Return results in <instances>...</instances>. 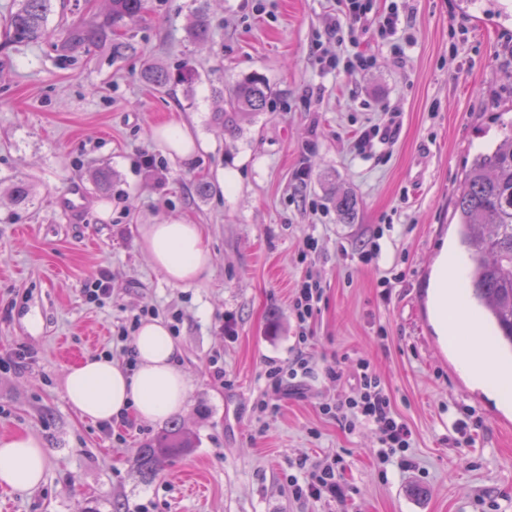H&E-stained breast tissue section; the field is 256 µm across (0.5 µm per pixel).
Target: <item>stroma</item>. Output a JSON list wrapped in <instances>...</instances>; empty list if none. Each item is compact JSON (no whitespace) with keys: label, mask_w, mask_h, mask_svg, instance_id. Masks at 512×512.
I'll list each match as a JSON object with an SVG mask.
<instances>
[{"label":"stroma","mask_w":512,"mask_h":512,"mask_svg":"<svg viewBox=\"0 0 512 512\" xmlns=\"http://www.w3.org/2000/svg\"><path fill=\"white\" fill-rule=\"evenodd\" d=\"M394 4L402 24L381 36L376 22ZM371 5L364 28L333 43L338 0H208L211 37L198 44L186 34L194 0H153L136 53L115 61L54 48L65 23L105 0H54L49 39L31 45L10 42L13 0H0V435L32 434L47 450L42 485L8 492L0 512H512V401L460 370L432 298L441 253L465 255L454 216L465 167L512 120V0ZM356 53L370 66L322 64ZM149 61L189 62L192 100L145 84ZM251 76L270 87L269 105L226 135L211 121L214 92ZM386 110L400 115L397 138L360 153L355 132ZM172 120L193 133L192 159L154 139ZM105 165L114 178L102 191L93 174ZM19 179L32 189L22 203L10 195ZM201 179L212 193H197ZM75 184L87 198L73 217L58 201ZM345 191L358 202L347 224L336 212ZM171 218L202 225L211 251L209 272L189 285L169 284L140 246L143 225ZM374 239L378 256L361 262ZM103 270L109 291L88 301ZM310 275L324 288L312 372L275 394L267 372L296 353L290 301ZM148 315L179 344L189 390L175 419L196 439L150 476L137 450L168 422L95 424L64 393L68 366L121 359V334ZM18 349L25 357L10 366ZM362 361L413 432L405 459L385 466L372 426L350 431L320 411L355 390ZM335 457L342 499H296L289 475Z\"/></svg>","instance_id":"35a3bbf8"}]
</instances>
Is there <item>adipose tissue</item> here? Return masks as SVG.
<instances>
[{
	"mask_svg": "<svg viewBox=\"0 0 512 512\" xmlns=\"http://www.w3.org/2000/svg\"><path fill=\"white\" fill-rule=\"evenodd\" d=\"M142 248L153 266L176 286L196 282L211 266L212 256L201 226L176 218L146 225ZM438 323L450 345L458 350L462 371L490 384L500 395L512 392V369L494 368L493 351L477 336L462 302L440 310ZM133 346L135 367L100 355L86 357L67 369L65 397L81 418L109 424L131 413L156 423L184 409L188 380L178 364L180 349L166 324L155 318L142 321ZM46 463V451L38 437L0 435L1 487L16 492L38 488Z\"/></svg>",
	"mask_w": 512,
	"mask_h": 512,
	"instance_id": "adipose-tissue-1",
	"label": "adipose tissue"
}]
</instances>
